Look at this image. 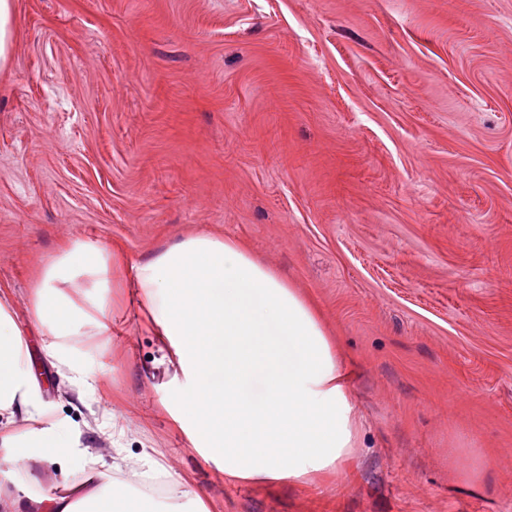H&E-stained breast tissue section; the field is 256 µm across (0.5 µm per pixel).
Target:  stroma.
<instances>
[{
    "label": "stroma",
    "instance_id": "35a3bbf8",
    "mask_svg": "<svg viewBox=\"0 0 512 512\" xmlns=\"http://www.w3.org/2000/svg\"><path fill=\"white\" fill-rule=\"evenodd\" d=\"M0 72V299L61 239L120 247L98 382L38 395L106 464L163 455L160 512H512V0H14ZM200 233L312 296L366 425L321 485L234 483L162 405L136 266ZM0 496L51 497L78 453Z\"/></svg>",
    "mask_w": 512,
    "mask_h": 512
}]
</instances>
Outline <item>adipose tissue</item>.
I'll use <instances>...</instances> for the list:
<instances>
[{"label":"adipose tissue","mask_w":512,"mask_h":512,"mask_svg":"<svg viewBox=\"0 0 512 512\" xmlns=\"http://www.w3.org/2000/svg\"><path fill=\"white\" fill-rule=\"evenodd\" d=\"M126 264L116 249L63 242L34 283L47 353L76 395L93 384L61 355L83 313L64 289L110 287ZM135 286L163 361L187 383L164 406L193 448L243 482L318 484L348 462L362 420L333 336L315 304L234 238L196 234L137 265ZM36 378L10 303L0 301V417L23 414L31 429L0 437L13 460L38 468L76 446L67 426L37 399ZM103 453L83 452L66 497L11 500L14 512H156L153 498L107 479Z\"/></svg>","instance_id":"obj_1"}]
</instances>
